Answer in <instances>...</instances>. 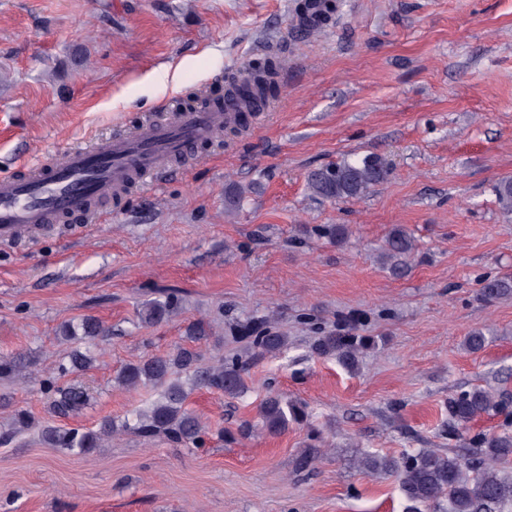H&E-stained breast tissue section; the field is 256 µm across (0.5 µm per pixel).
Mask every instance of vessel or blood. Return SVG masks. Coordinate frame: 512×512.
Masks as SVG:
<instances>
[{"mask_svg": "<svg viewBox=\"0 0 512 512\" xmlns=\"http://www.w3.org/2000/svg\"><path fill=\"white\" fill-rule=\"evenodd\" d=\"M263 100L241 95L201 107L169 111L166 118L47 156L0 176V242L36 240L65 216L93 221L101 202L165 172L192 144L206 143L241 113L266 111Z\"/></svg>", "mask_w": 512, "mask_h": 512, "instance_id": "1", "label": "vessel or blood"}]
</instances>
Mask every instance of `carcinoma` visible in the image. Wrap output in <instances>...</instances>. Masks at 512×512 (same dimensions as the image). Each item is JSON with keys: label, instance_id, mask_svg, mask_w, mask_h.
I'll return each mask as SVG.
<instances>
[{"label": "carcinoma", "instance_id": "1", "mask_svg": "<svg viewBox=\"0 0 512 512\" xmlns=\"http://www.w3.org/2000/svg\"><path fill=\"white\" fill-rule=\"evenodd\" d=\"M279 61L268 60L260 66L248 67L251 92L270 100L278 92L275 74ZM389 164L380 156L346 158L334 165L310 172L307 180L313 193L323 199L358 198L372 187L386 181ZM496 195L503 209L512 212V179L501 180ZM315 231L330 242L341 246L349 237L345 224H325ZM416 251V242L407 229H391L382 255L383 264L396 276L405 274ZM486 302L512 299V276L487 280L480 292ZM181 310L178 297L147 301L142 306L141 321L156 325L176 317ZM256 358L276 357L288 351V336L277 331L270 322L246 324L238 330ZM65 338L81 347L61 358L57 372L64 375L87 371L96 360L100 345L112 338V330L93 317L86 316L77 323L65 326ZM487 344L486 333L471 330L464 338L465 349L475 352ZM375 345L368 336L331 333L321 336L314 344L315 353L322 357H336L348 371L356 368L361 352ZM21 359L0 355V377H11L22 371ZM244 363L236 356H226L208 366L200 364V352L192 347H180L173 352L151 355L123 366L116 382L126 388L151 386L158 394L145 408L135 411L133 420L104 419L96 429L65 428L44 425L40 429L42 443L48 448H59L78 454L95 452L112 437L133 430L150 438L162 434L180 446L198 447L205 442L207 430L201 418L187 408L189 391L181 376L191 385L204 387L227 398H236L245 392ZM41 389L49 395L52 412L68 417L81 411L90 399L83 386L60 385L55 378L42 380ZM504 409L502 396L474 386L448 399V416L453 422L451 431L457 437L470 430V423L481 415ZM308 417L307 407L298 400H288L275 391L270 392L258 406L262 431L278 436L291 422L299 423ZM34 425L25 410L14 414L8 430L0 433V440H8ZM469 444L477 448L472 455H463L450 448H419L400 457L366 454L358 460V468L366 473L386 471L393 473L406 502V512H505L512 507V476L502 468L512 464V434L478 432L469 436Z\"/></svg>", "mask_w": 512, "mask_h": 512}]
</instances>
